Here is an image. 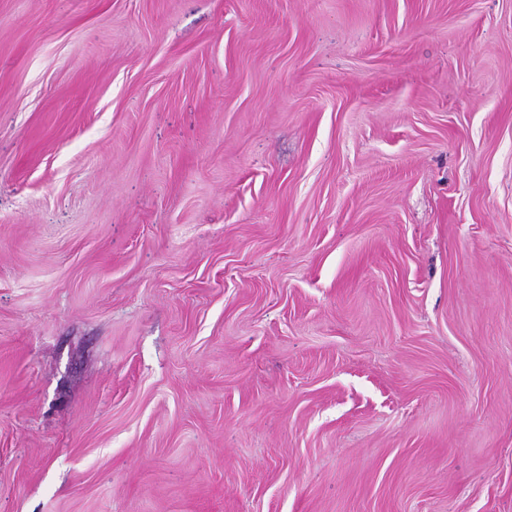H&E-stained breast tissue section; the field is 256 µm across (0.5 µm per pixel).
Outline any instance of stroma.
Masks as SVG:
<instances>
[{"label":"stroma","instance_id":"35a3bbf8","mask_svg":"<svg viewBox=\"0 0 512 512\" xmlns=\"http://www.w3.org/2000/svg\"><path fill=\"white\" fill-rule=\"evenodd\" d=\"M0 512H512V0H0Z\"/></svg>","mask_w":512,"mask_h":512}]
</instances>
